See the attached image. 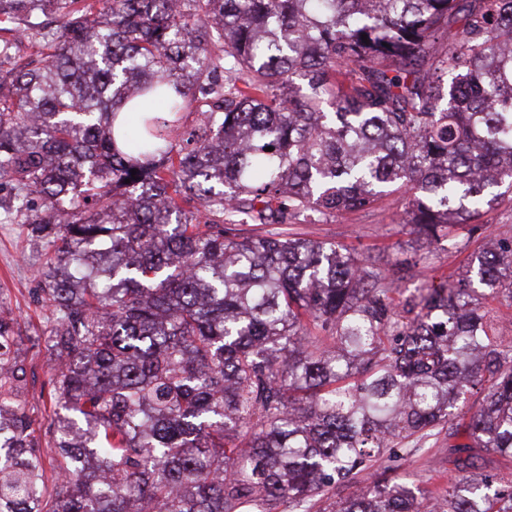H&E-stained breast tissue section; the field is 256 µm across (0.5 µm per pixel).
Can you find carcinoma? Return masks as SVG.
<instances>
[{"label":"carcinoma","mask_w":512,"mask_h":512,"mask_svg":"<svg viewBox=\"0 0 512 512\" xmlns=\"http://www.w3.org/2000/svg\"><path fill=\"white\" fill-rule=\"evenodd\" d=\"M3 21L39 36L0 73V223L44 247L61 460L46 502L0 316V512H512V480L475 471L512 458L485 305L512 303V234L407 294L404 263L272 228L393 187L416 241L455 248L512 190V0H0ZM462 431L436 494L381 471Z\"/></svg>","instance_id":"obj_1"}]
</instances>
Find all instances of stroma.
<instances>
[{
  "mask_svg": "<svg viewBox=\"0 0 512 512\" xmlns=\"http://www.w3.org/2000/svg\"><path fill=\"white\" fill-rule=\"evenodd\" d=\"M404 209L405 196L396 191L382 196L365 210L318 220H293L288 230L300 238L331 241L353 249L376 269L387 270L406 261L413 264L419 279L452 283L465 278L471 261L482 250L483 226L512 230L511 193L493 208L480 212L475 220L478 232L459 230V245L451 251L438 246L422 247L401 222ZM44 259L43 248L29 237L25 225L0 224V312L17 322L23 338L21 349L27 367L25 399L43 441L44 495L50 498L57 485V451L48 445V427L55 409L49 385L53 361L45 344L38 341L45 332L49 311L42 303L35 276ZM454 456L452 448L440 443L402 455L394 459L392 466L395 473L407 475L416 488L430 491L446 485L448 461Z\"/></svg>",
  "mask_w": 512,
  "mask_h": 512,
  "instance_id": "35a3bbf8",
  "label": "stroma"
}]
</instances>
